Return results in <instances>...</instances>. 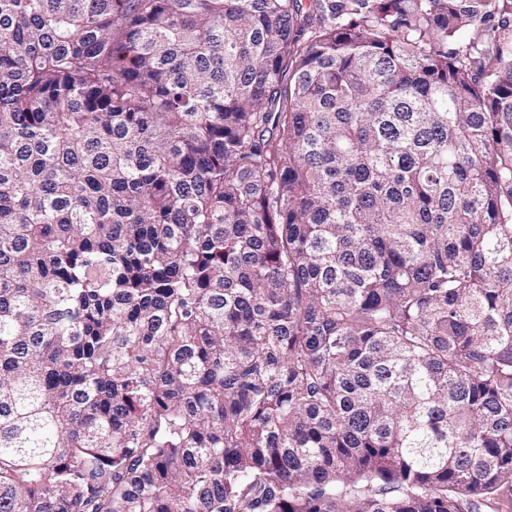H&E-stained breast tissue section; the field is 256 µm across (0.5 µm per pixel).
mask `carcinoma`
<instances>
[{"instance_id": "cac0c4a2", "label": "carcinoma", "mask_w": 512, "mask_h": 512, "mask_svg": "<svg viewBox=\"0 0 512 512\" xmlns=\"http://www.w3.org/2000/svg\"><path fill=\"white\" fill-rule=\"evenodd\" d=\"M509 483L512 0H0V512Z\"/></svg>"}]
</instances>
